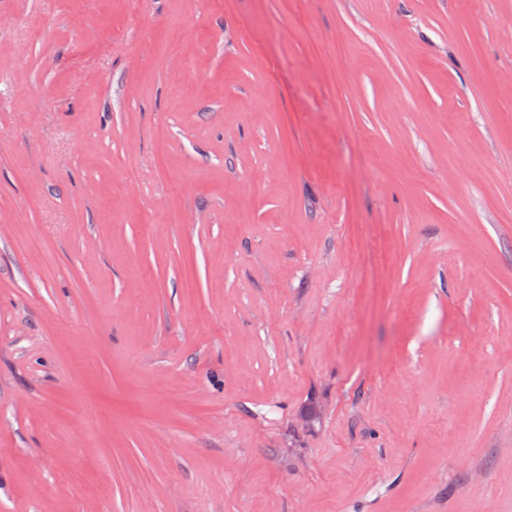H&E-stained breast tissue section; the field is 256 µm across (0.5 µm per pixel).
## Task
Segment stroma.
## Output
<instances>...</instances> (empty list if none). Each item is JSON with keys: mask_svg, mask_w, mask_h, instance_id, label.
<instances>
[{"mask_svg": "<svg viewBox=\"0 0 512 512\" xmlns=\"http://www.w3.org/2000/svg\"><path fill=\"white\" fill-rule=\"evenodd\" d=\"M0 512H512V0H0Z\"/></svg>", "mask_w": 512, "mask_h": 512, "instance_id": "35a3bbf8", "label": "stroma"}]
</instances>
